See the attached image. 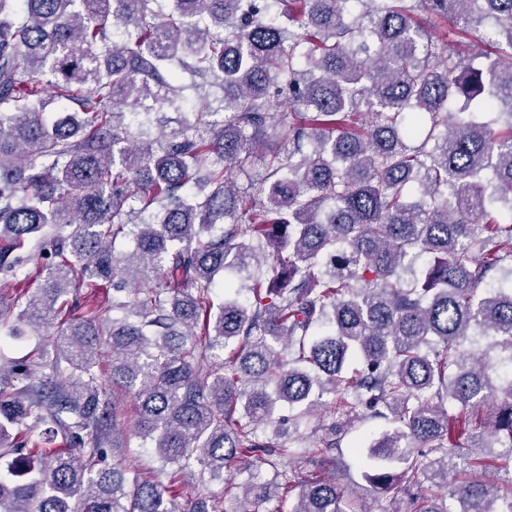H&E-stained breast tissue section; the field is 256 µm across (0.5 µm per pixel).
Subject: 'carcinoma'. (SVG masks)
<instances>
[{"instance_id":"1","label":"carcinoma","mask_w":512,"mask_h":512,"mask_svg":"<svg viewBox=\"0 0 512 512\" xmlns=\"http://www.w3.org/2000/svg\"><path fill=\"white\" fill-rule=\"evenodd\" d=\"M172 2L0 0V290L43 259L0 322L76 311L51 359L0 360V512H182L192 458L240 512H378L338 451L366 418L392 512H512V0ZM450 15L444 49L425 27ZM485 26L475 63L456 47ZM132 438L157 475L105 466ZM95 371L101 378V381L103 383V386L106 389V398L110 402V405L112 406V401L115 403H119L121 405V408L125 411L126 416L128 415L129 418L127 421V418L123 419L121 418V423H123L124 427L129 426L130 424V416L133 414V402L131 401V398L128 396H125L120 389H118L116 386L112 387V379L110 377V368L108 367L107 362L102 363V365L95 368Z\"/></svg>"}]
</instances>
